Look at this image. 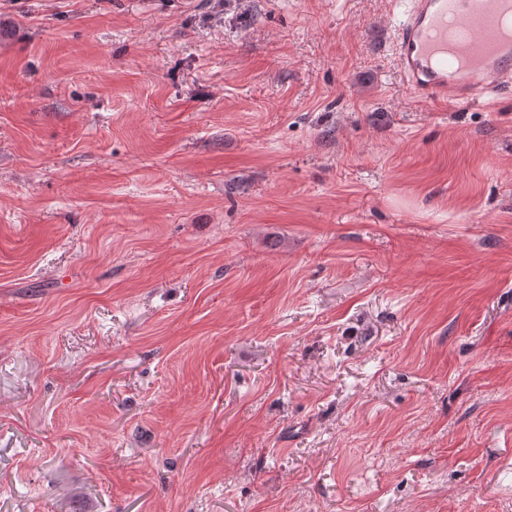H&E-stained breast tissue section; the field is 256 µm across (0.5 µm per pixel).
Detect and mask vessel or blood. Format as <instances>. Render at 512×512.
I'll use <instances>...</instances> for the list:
<instances>
[{
  "instance_id": "obj_1",
  "label": "vessel or blood",
  "mask_w": 512,
  "mask_h": 512,
  "mask_svg": "<svg viewBox=\"0 0 512 512\" xmlns=\"http://www.w3.org/2000/svg\"><path fill=\"white\" fill-rule=\"evenodd\" d=\"M393 52L424 101L469 103L512 87V0H409Z\"/></svg>"
}]
</instances>
